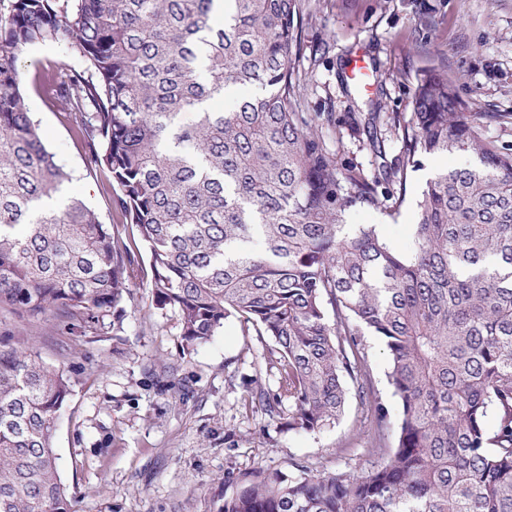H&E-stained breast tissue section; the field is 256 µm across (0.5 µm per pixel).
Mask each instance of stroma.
<instances>
[{
	"label": "stroma",
	"instance_id": "1",
	"mask_svg": "<svg viewBox=\"0 0 512 512\" xmlns=\"http://www.w3.org/2000/svg\"><path fill=\"white\" fill-rule=\"evenodd\" d=\"M302 14L292 56L300 109L332 113L335 123L322 134L338 162L368 173L382 162L396 164L397 134L382 127L385 156L375 157L365 117L410 112L415 78L428 68L448 76L464 111L491 113L486 140L512 149V0H302ZM358 56L367 64L361 84L348 76ZM79 64L57 43L26 46L19 56L27 108L47 149L72 175L56 206L81 198L112 225L120 218L106 177L88 171L76 119L53 95L57 72ZM473 161L468 153L423 158L408 175L396 218L356 207L346 221L377 225L395 249H410L425 182ZM132 294L122 329L98 327L79 344L65 330L0 307V342H28L43 363L72 373L55 448L81 512H220L230 473L286 472L295 461L318 471L370 467V419L356 399L339 425L288 430L251 402L255 387L278 390V373L263 357L267 337L245 333L232 318L186 356L176 315L152 306L147 289Z\"/></svg>",
	"mask_w": 512,
	"mask_h": 512
}]
</instances>
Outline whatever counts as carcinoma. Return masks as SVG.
I'll return each mask as SVG.
<instances>
[{"instance_id": "carcinoma-1", "label": "carcinoma", "mask_w": 512, "mask_h": 512, "mask_svg": "<svg viewBox=\"0 0 512 512\" xmlns=\"http://www.w3.org/2000/svg\"><path fill=\"white\" fill-rule=\"evenodd\" d=\"M213 5L0 0V306L80 341L109 315L122 328L129 288H147L177 316L185 355L229 318L269 337L280 393L252 399L288 429L339 424L351 396L367 406L371 467L254 470L221 512H512V151L430 68L398 121L396 166L340 165L314 131L332 116L297 111L299 0H224L221 25ZM37 42L82 62L56 92L120 226L79 198L42 207L70 175L26 107L18 60ZM232 90L244 94L229 110L207 107ZM184 112L195 120L179 124ZM461 151L475 164L426 181L410 251L373 224L346 227L356 206L395 218L419 157ZM367 333L386 348L394 427ZM71 392L70 371L33 346L0 345V512H78L54 448Z\"/></svg>"}]
</instances>
